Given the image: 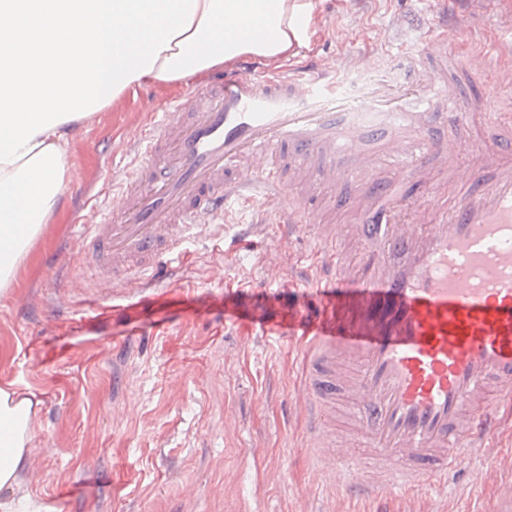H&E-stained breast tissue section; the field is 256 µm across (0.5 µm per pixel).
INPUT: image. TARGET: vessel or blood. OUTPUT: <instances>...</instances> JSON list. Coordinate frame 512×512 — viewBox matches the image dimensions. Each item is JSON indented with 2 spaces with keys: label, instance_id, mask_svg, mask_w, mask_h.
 <instances>
[{
  "label": "vessel or blood",
  "instance_id": "1",
  "mask_svg": "<svg viewBox=\"0 0 512 512\" xmlns=\"http://www.w3.org/2000/svg\"><path fill=\"white\" fill-rule=\"evenodd\" d=\"M508 35L489 45L470 26L448 29L467 44L463 65L420 72L448 53L414 50L408 87L421 112H306L338 75L318 63L244 74L195 90L120 144L111 181L115 216L80 217L81 248L99 281L95 303L148 286L160 256L180 259L186 232L215 229L234 205L260 206L271 223L315 234L320 257L306 301L273 320L246 289L224 305L236 323L284 329L304 352L297 407L323 471L345 492L409 494L491 447L512 406V93ZM492 77L485 97L462 91ZM493 131L485 151L465 134L473 116ZM339 189L350 223L317 225L302 189ZM357 243L351 275L342 243Z\"/></svg>",
  "mask_w": 512,
  "mask_h": 512
}]
</instances>
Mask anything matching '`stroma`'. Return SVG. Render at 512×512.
Instances as JSON below:
<instances>
[{
	"mask_svg": "<svg viewBox=\"0 0 512 512\" xmlns=\"http://www.w3.org/2000/svg\"><path fill=\"white\" fill-rule=\"evenodd\" d=\"M317 2L321 32L295 63L341 67L334 94L312 108L333 107L337 95L356 106L385 87L417 109L402 67L420 40L438 35L416 23L438 13V0ZM372 54L366 80L346 91L358 73L348 59ZM198 85H144L79 126L64 215L46 225L0 298V388L35 402L15 497L57 512H512V430L446 486L409 495L356 499L313 464L294 404L298 346L287 332L224 318L225 292L250 283L270 291L273 316L302 298L311 237L284 241L274 224L241 236L257 215L239 208L223 237L187 238L176 282L156 281L131 316L92 305L77 218L103 202L120 138Z\"/></svg>",
	"mask_w": 512,
	"mask_h": 512,
	"instance_id": "35a3bbf8",
	"label": "stroma"
}]
</instances>
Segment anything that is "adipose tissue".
Listing matches in <instances>:
<instances>
[{"mask_svg":"<svg viewBox=\"0 0 512 512\" xmlns=\"http://www.w3.org/2000/svg\"><path fill=\"white\" fill-rule=\"evenodd\" d=\"M319 23L315 0H0V296L60 214L77 125L146 83L291 60ZM33 406L0 388V512H27L12 486Z\"/></svg>","mask_w":512,"mask_h":512,"instance_id":"obj_1","label":"adipose tissue"}]
</instances>
